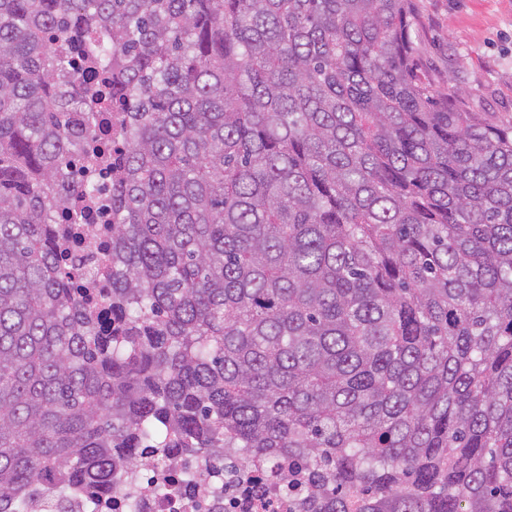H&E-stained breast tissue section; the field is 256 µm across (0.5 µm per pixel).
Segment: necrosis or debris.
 I'll return each instance as SVG.
<instances>
[{"label": "necrosis or debris", "mask_w": 512, "mask_h": 512, "mask_svg": "<svg viewBox=\"0 0 512 512\" xmlns=\"http://www.w3.org/2000/svg\"><path fill=\"white\" fill-rule=\"evenodd\" d=\"M99 192L77 198L84 207L92 234L71 249V262L79 271H93L94 285L108 288L112 280L100 267L112 221V170L100 163L93 174ZM279 474L268 467L236 460L228 464L215 456L184 452L166 462H152L137 470H123L118 485L123 497L91 506L80 494L60 499L42 488L29 496L30 512H299V496L289 493Z\"/></svg>", "instance_id": "1"}]
</instances>
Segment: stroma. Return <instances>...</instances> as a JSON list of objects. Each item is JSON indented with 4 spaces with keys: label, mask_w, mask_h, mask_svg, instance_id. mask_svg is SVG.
<instances>
[{
    "label": "stroma",
    "mask_w": 512,
    "mask_h": 512,
    "mask_svg": "<svg viewBox=\"0 0 512 512\" xmlns=\"http://www.w3.org/2000/svg\"><path fill=\"white\" fill-rule=\"evenodd\" d=\"M413 64L433 89L463 88L465 105L512 116V0H411Z\"/></svg>",
    "instance_id": "35a3bbf8"
}]
</instances>
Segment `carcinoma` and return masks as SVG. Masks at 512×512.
Listing matches in <instances>:
<instances>
[{
    "instance_id": "carcinoma-1",
    "label": "carcinoma",
    "mask_w": 512,
    "mask_h": 512,
    "mask_svg": "<svg viewBox=\"0 0 512 512\" xmlns=\"http://www.w3.org/2000/svg\"><path fill=\"white\" fill-rule=\"evenodd\" d=\"M411 29L410 0H0V512L181 448L301 461V512H512V118L433 90ZM101 30L74 99L58 45ZM77 110L119 113L105 296L65 272Z\"/></svg>"
}]
</instances>
